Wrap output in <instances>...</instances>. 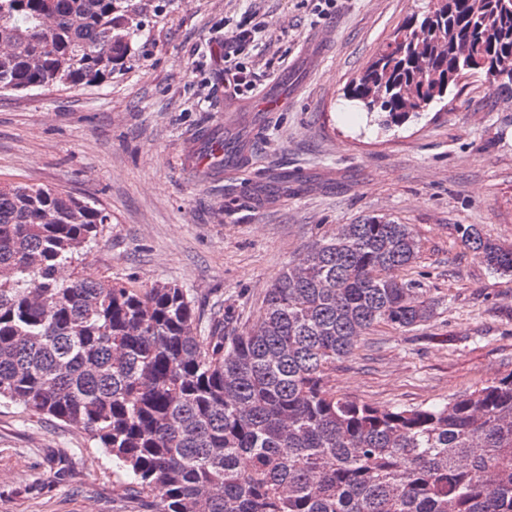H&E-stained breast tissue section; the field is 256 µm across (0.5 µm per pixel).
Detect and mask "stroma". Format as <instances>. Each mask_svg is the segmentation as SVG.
<instances>
[{
  "instance_id": "35a3bbf8",
  "label": "stroma",
  "mask_w": 512,
  "mask_h": 512,
  "mask_svg": "<svg viewBox=\"0 0 512 512\" xmlns=\"http://www.w3.org/2000/svg\"><path fill=\"white\" fill-rule=\"evenodd\" d=\"M123 71L97 86L0 92V181L52 184L112 215L76 275L182 285L201 325L259 318L267 288L308 244L378 215L411 225L421 253L398 278L435 314L373 328L329 374L336 395L415 407L512 372V275L492 273L461 224L512 249V98L463 79L391 131L366 128L345 90L428 0H155ZM269 24L248 61L252 93L224 92L225 21ZM330 45L308 59L309 38ZM282 84L280 111L258 106ZM247 141L245 169L202 177L182 159L200 131ZM82 429L0 404V512H152Z\"/></svg>"
}]
</instances>
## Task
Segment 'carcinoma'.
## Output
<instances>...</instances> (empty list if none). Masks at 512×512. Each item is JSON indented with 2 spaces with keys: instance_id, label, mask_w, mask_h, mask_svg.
I'll list each match as a JSON object with an SVG mask.
<instances>
[{
  "instance_id": "carcinoma-1",
  "label": "carcinoma",
  "mask_w": 512,
  "mask_h": 512,
  "mask_svg": "<svg viewBox=\"0 0 512 512\" xmlns=\"http://www.w3.org/2000/svg\"><path fill=\"white\" fill-rule=\"evenodd\" d=\"M146 0H0V92L93 86L134 54ZM487 63L466 68L462 45ZM512 52V0H431L348 87L388 130L445 92L430 74L492 77ZM380 98L369 96L377 81ZM408 83L418 102L401 95ZM112 215L53 186L0 184V402L86 431L162 497L153 512H512V373L446 402L378 407L338 397L329 371L384 323L433 306L394 275L419 257L409 224L368 216L318 238L267 289L243 335L208 331L188 291L65 277ZM496 273L512 250L457 225Z\"/></svg>"
}]
</instances>
